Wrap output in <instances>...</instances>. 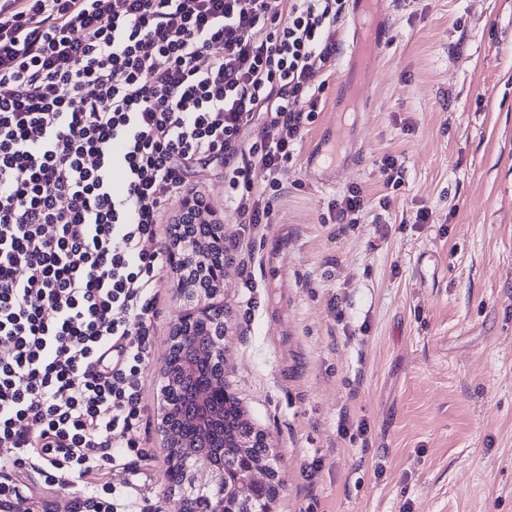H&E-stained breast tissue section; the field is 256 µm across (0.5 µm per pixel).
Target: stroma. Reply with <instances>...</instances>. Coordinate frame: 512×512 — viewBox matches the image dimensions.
Masks as SVG:
<instances>
[{
	"label": "stroma",
	"instance_id": "1",
	"mask_svg": "<svg viewBox=\"0 0 512 512\" xmlns=\"http://www.w3.org/2000/svg\"><path fill=\"white\" fill-rule=\"evenodd\" d=\"M384 21L331 181L306 157L339 103L347 16L271 224H236L223 164L189 178L224 227L225 380L280 459L273 512H512V0H386ZM355 185L367 204L338 225ZM187 307L167 282L144 370L158 512H175L161 367Z\"/></svg>",
	"mask_w": 512,
	"mask_h": 512
}]
</instances>
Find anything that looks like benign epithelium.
<instances>
[{
	"mask_svg": "<svg viewBox=\"0 0 512 512\" xmlns=\"http://www.w3.org/2000/svg\"><path fill=\"white\" fill-rule=\"evenodd\" d=\"M201 215L194 201H183L182 216L198 221L200 230L181 239L172 256L178 293L197 300V305L181 316L168 352L182 347L189 356L178 364L166 360L161 369L167 394L196 381L191 413L165 402L163 430L183 472L173 484L175 505L179 512H272V496L283 486V478L268 434L245 423L235 437V447L241 449L239 467L229 468L200 451L215 427L224 423V399L231 395L225 385L224 311L204 302L224 281V227L206 223ZM257 442L268 449L266 455L246 452Z\"/></svg>",
	"mask_w": 512,
	"mask_h": 512,
	"instance_id": "1",
	"label": "benign epithelium"
}]
</instances>
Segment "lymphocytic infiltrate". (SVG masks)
<instances>
[{"mask_svg": "<svg viewBox=\"0 0 512 512\" xmlns=\"http://www.w3.org/2000/svg\"><path fill=\"white\" fill-rule=\"evenodd\" d=\"M347 4L0 0V512L76 478V512H156L144 369L169 251L141 243L217 159L225 204L268 223Z\"/></svg>", "mask_w": 512, "mask_h": 512, "instance_id": "lymphocytic-infiltrate-1", "label": "lymphocytic infiltrate"}]
</instances>
